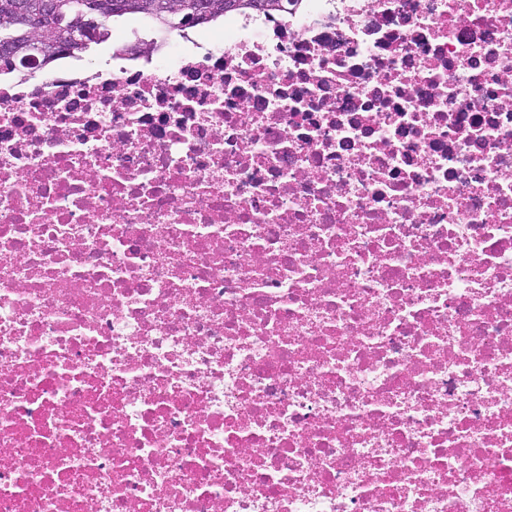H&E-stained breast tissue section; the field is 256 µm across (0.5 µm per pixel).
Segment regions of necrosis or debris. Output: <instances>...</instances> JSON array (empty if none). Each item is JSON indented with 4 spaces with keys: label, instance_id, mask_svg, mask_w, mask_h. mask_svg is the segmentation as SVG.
Masks as SVG:
<instances>
[{
    "label": "necrosis or debris",
    "instance_id": "obj_1",
    "mask_svg": "<svg viewBox=\"0 0 512 512\" xmlns=\"http://www.w3.org/2000/svg\"><path fill=\"white\" fill-rule=\"evenodd\" d=\"M0 70V512H512V0H300Z\"/></svg>",
    "mask_w": 512,
    "mask_h": 512
}]
</instances>
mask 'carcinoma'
Instances as JSON below:
<instances>
[{"mask_svg": "<svg viewBox=\"0 0 512 512\" xmlns=\"http://www.w3.org/2000/svg\"><path fill=\"white\" fill-rule=\"evenodd\" d=\"M16 2L0 0V52L9 48L14 57L25 58V47L38 36L47 42V51L39 59L47 62L62 52L82 56L91 45L108 40L109 21L126 15L163 33H183L228 13L281 12L299 0H23V13L15 11ZM91 22L99 26L97 37L89 43L73 41L76 27Z\"/></svg>", "mask_w": 512, "mask_h": 512, "instance_id": "cac0c4a2", "label": "carcinoma"}]
</instances>
